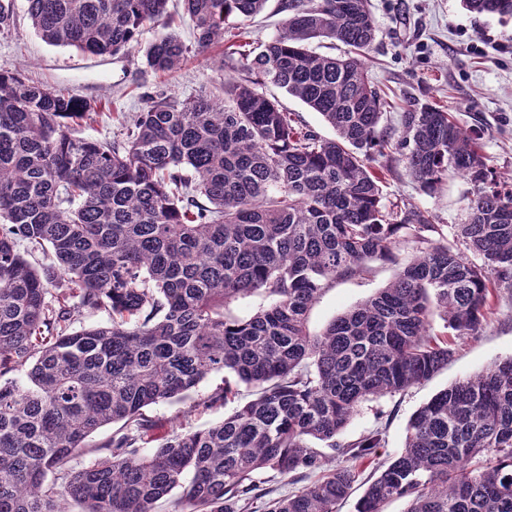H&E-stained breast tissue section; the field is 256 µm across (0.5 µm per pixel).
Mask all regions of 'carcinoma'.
I'll return each instance as SVG.
<instances>
[{
  "instance_id": "obj_1",
  "label": "carcinoma",
  "mask_w": 512,
  "mask_h": 512,
  "mask_svg": "<svg viewBox=\"0 0 512 512\" xmlns=\"http://www.w3.org/2000/svg\"><path fill=\"white\" fill-rule=\"evenodd\" d=\"M194 45L161 33L146 65L169 72L224 41L267 0H182ZM168 0H27L50 45L94 55L140 47ZM512 19V0H462ZM268 42L237 50L248 77L224 95L147 97L122 138L75 137L94 107L0 72V512H337L351 463L384 443L376 429L340 436L365 401L433 377L452 337L486 327L496 293L512 292V177L486 163L477 130L415 103L381 128L383 99L367 77L377 28L368 0H284ZM347 48L320 55L312 39ZM272 84L320 114L325 139L298 125ZM403 164L434 195L448 174L472 185L469 219L445 225L384 203L376 158ZM414 254L394 280L313 335L321 292L368 260ZM481 259L473 263L464 251ZM269 305L227 313L241 296ZM103 324L70 330L75 312ZM442 330L433 326L434 316ZM255 398L195 431L155 434L143 409L183 400L209 375ZM122 423L90 443L103 426ZM318 441L342 457L322 469ZM156 446L149 452L142 448ZM78 455L93 461L70 466ZM321 476L266 498L264 476ZM512 512V356L438 392L408 421L404 448L374 468L356 512Z\"/></svg>"
}]
</instances>
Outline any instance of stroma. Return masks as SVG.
I'll list each match as a JSON object with an SVG mask.
<instances>
[{
	"mask_svg": "<svg viewBox=\"0 0 512 512\" xmlns=\"http://www.w3.org/2000/svg\"><path fill=\"white\" fill-rule=\"evenodd\" d=\"M14 23L0 30V71L13 72L44 87L98 102L90 122L76 125L79 137L109 141L120 136L150 93L165 92L182 99L216 94L226 77L245 72L240 55L228 56L230 43L257 44L274 37L287 18L281 0H268L263 12L243 25L241 35L226 33L223 43L204 54H190L181 69L156 73L146 67L141 52L96 56L72 47L52 46L35 32L25 0H9ZM377 37L369 52L368 76L384 101L382 125L394 126L410 102H430L451 113L464 128L482 131V151L490 167L512 174V21L501 22L465 11L460 0H370ZM384 167L387 200L408 201L428 211L436 223H465L472 196L470 184L449 176L432 196L420 191L402 165L377 161ZM398 265L373 260L360 275L336 280L323 290L308 316L311 333L350 307L384 288ZM512 355V293L503 294L485 330L457 340L454 360L433 378L404 392L361 404L342 438L353 441L381 428L385 445L380 459L402 448L411 415L438 391L481 372ZM224 376L210 375L183 401L145 409V416L178 432L206 428L229 413V406L200 407L199 401Z\"/></svg>",
	"mask_w": 512,
	"mask_h": 512,
	"instance_id": "obj_1",
	"label": "stroma"
}]
</instances>
